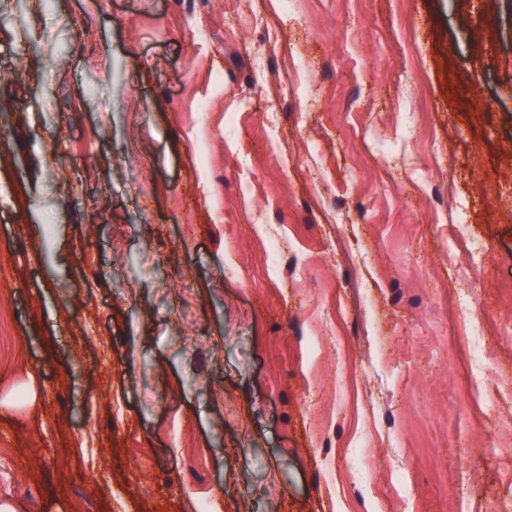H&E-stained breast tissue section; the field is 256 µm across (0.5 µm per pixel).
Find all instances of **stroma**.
I'll list each match as a JSON object with an SVG mask.
<instances>
[{
  "mask_svg": "<svg viewBox=\"0 0 512 512\" xmlns=\"http://www.w3.org/2000/svg\"><path fill=\"white\" fill-rule=\"evenodd\" d=\"M205 499L512 512V0H0V508ZM457 352L461 356L464 365L469 369L467 381L472 388H477V384L471 376L476 375L482 385L493 383V377L489 369L481 362V358L487 353V346L481 329L477 325L470 328L469 334L464 343L457 347Z\"/></svg>",
  "mask_w": 512,
  "mask_h": 512,
  "instance_id": "1",
  "label": "stroma"
}]
</instances>
